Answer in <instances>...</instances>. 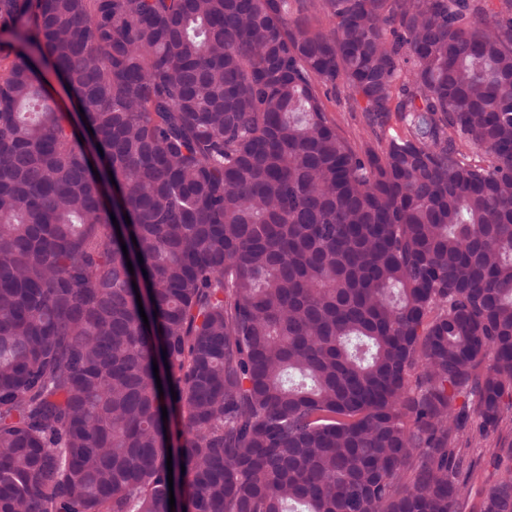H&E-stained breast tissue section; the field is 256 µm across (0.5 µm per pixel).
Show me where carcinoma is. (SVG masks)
I'll list each match as a JSON object with an SVG mask.
<instances>
[{"mask_svg":"<svg viewBox=\"0 0 512 512\" xmlns=\"http://www.w3.org/2000/svg\"><path fill=\"white\" fill-rule=\"evenodd\" d=\"M501 2L0 0V512H455L512 398ZM322 99L329 116L351 141L359 144L370 137L363 126L362 112L348 91L342 87L337 89L336 93L329 90L326 95L322 96Z\"/></svg>","mask_w":512,"mask_h":512,"instance_id":"carcinoma-1","label":"carcinoma"}]
</instances>
